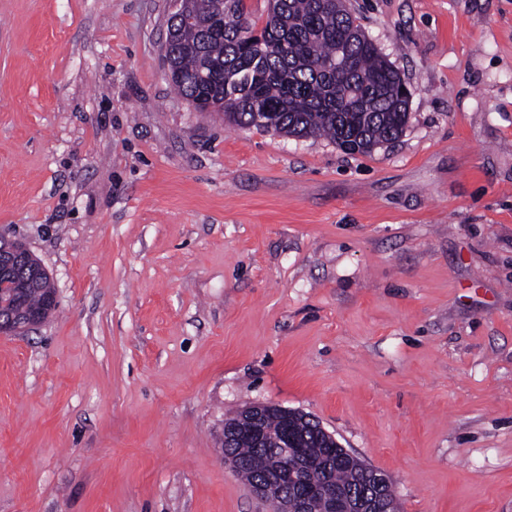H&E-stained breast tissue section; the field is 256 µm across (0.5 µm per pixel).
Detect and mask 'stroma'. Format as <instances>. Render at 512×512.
I'll list each match as a JSON object with an SVG mask.
<instances>
[{"instance_id":"stroma-1","label":"stroma","mask_w":512,"mask_h":512,"mask_svg":"<svg viewBox=\"0 0 512 512\" xmlns=\"http://www.w3.org/2000/svg\"><path fill=\"white\" fill-rule=\"evenodd\" d=\"M410 90L367 155L176 95L174 0H0V512H272L224 419L301 411L402 512H512V0H351ZM39 260L33 255L28 259L0 248V270L9 276L6 280L12 288L19 290L17 298L7 306L0 307V322H10L22 318L30 310H39L44 313V321L55 311L57 295L48 276L36 277L33 274V264ZM42 323L40 313L30 315L23 323L0 324L1 334L23 335L30 329Z\"/></svg>"}]
</instances>
